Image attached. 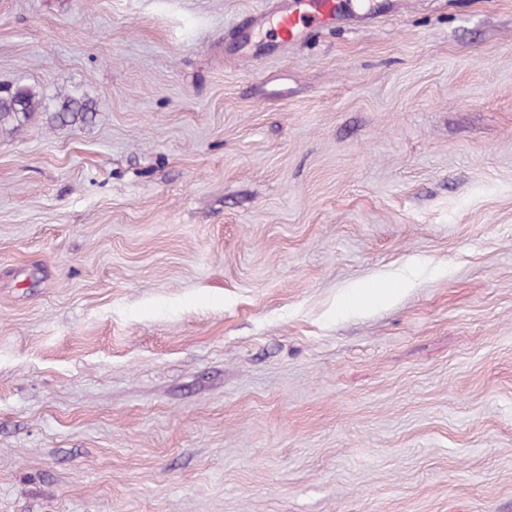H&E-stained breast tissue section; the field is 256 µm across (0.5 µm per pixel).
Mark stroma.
Masks as SVG:
<instances>
[{
  "mask_svg": "<svg viewBox=\"0 0 512 512\" xmlns=\"http://www.w3.org/2000/svg\"><path fill=\"white\" fill-rule=\"evenodd\" d=\"M273 2L0 0V512H512V0ZM276 7L255 18V27L263 31L269 27L282 43L304 38L309 30L333 24L339 2L335 0H278ZM43 106V98L30 87L19 86L0 95V130H17ZM59 108L47 116L48 123L55 127L88 123L93 118L94 104L76 92L65 93L60 98Z\"/></svg>",
  "mask_w": 512,
  "mask_h": 512,
  "instance_id": "1",
  "label": "stroma"
}]
</instances>
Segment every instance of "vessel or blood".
Listing matches in <instances>:
<instances>
[{"instance_id": "obj_1", "label": "vessel or blood", "mask_w": 512, "mask_h": 512, "mask_svg": "<svg viewBox=\"0 0 512 512\" xmlns=\"http://www.w3.org/2000/svg\"><path fill=\"white\" fill-rule=\"evenodd\" d=\"M337 0H278L276 7L257 17V29L270 30L280 42L304 38L315 27L335 22Z\"/></svg>"}]
</instances>
